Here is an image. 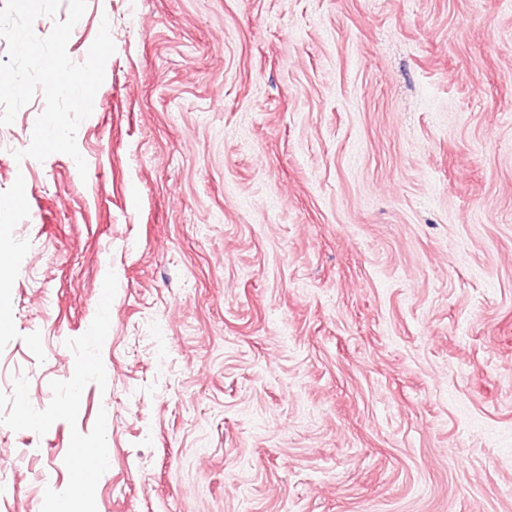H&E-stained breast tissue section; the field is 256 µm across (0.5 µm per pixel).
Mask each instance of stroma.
Wrapping results in <instances>:
<instances>
[{"label": "stroma", "instance_id": "35a3bbf8", "mask_svg": "<svg viewBox=\"0 0 512 512\" xmlns=\"http://www.w3.org/2000/svg\"><path fill=\"white\" fill-rule=\"evenodd\" d=\"M104 22L86 174L0 147V512H512V0ZM93 495V487L89 482L82 481L72 487L70 491L65 494L49 495L46 502H53L60 509V512H71L73 501L80 499L82 501H89Z\"/></svg>", "mask_w": 512, "mask_h": 512}]
</instances>
